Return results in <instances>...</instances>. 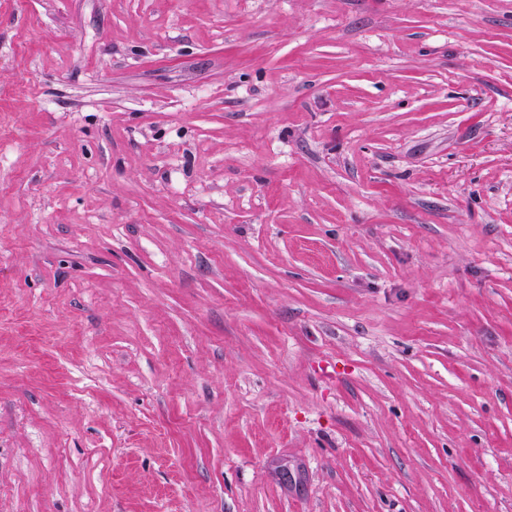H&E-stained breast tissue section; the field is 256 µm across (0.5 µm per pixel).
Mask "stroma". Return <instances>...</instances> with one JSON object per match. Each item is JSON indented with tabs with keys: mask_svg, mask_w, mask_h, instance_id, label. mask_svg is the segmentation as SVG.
Masks as SVG:
<instances>
[{
	"mask_svg": "<svg viewBox=\"0 0 512 512\" xmlns=\"http://www.w3.org/2000/svg\"><path fill=\"white\" fill-rule=\"evenodd\" d=\"M0 512H512V0H0Z\"/></svg>",
	"mask_w": 512,
	"mask_h": 512,
	"instance_id": "1",
	"label": "stroma"
}]
</instances>
